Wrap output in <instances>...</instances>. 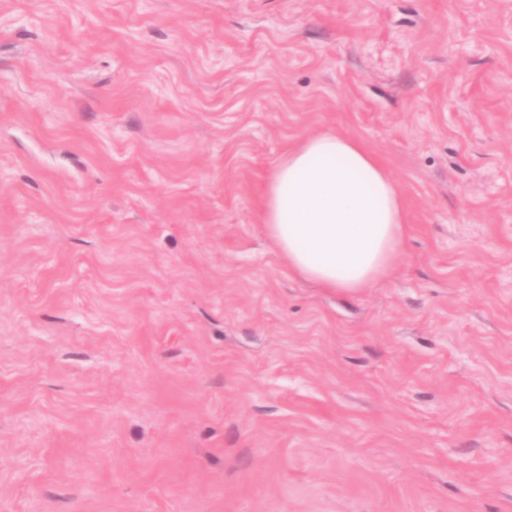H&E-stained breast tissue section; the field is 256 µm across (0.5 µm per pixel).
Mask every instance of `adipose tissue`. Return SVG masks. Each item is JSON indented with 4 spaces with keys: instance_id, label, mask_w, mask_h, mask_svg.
Segmentation results:
<instances>
[{
    "instance_id": "adipose-tissue-1",
    "label": "adipose tissue",
    "mask_w": 512,
    "mask_h": 512,
    "mask_svg": "<svg viewBox=\"0 0 512 512\" xmlns=\"http://www.w3.org/2000/svg\"><path fill=\"white\" fill-rule=\"evenodd\" d=\"M261 217L295 275L335 290L375 287L408 232L402 193L379 158L332 131L284 153Z\"/></svg>"
}]
</instances>
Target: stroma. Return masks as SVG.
Returning a JSON list of instances; mask_svg holds the SVG:
<instances>
[{"label": "stroma", "mask_w": 512, "mask_h": 512, "mask_svg": "<svg viewBox=\"0 0 512 512\" xmlns=\"http://www.w3.org/2000/svg\"><path fill=\"white\" fill-rule=\"evenodd\" d=\"M326 131L372 288L260 221ZM0 512H512V0H0ZM261 217L295 275L335 290L375 287L408 232L402 193L379 158L332 131L284 153Z\"/></svg>", "instance_id": "35a3bbf8"}]
</instances>
